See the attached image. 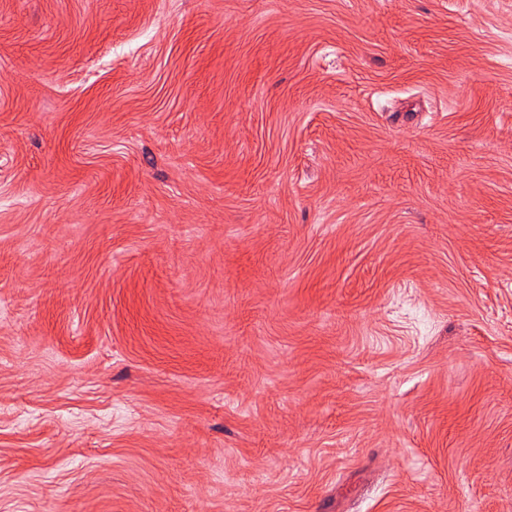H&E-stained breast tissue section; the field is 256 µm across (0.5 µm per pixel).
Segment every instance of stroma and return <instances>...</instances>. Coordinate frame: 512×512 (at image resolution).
I'll list each match as a JSON object with an SVG mask.
<instances>
[{"instance_id": "obj_1", "label": "stroma", "mask_w": 512, "mask_h": 512, "mask_svg": "<svg viewBox=\"0 0 512 512\" xmlns=\"http://www.w3.org/2000/svg\"><path fill=\"white\" fill-rule=\"evenodd\" d=\"M0 512H512V0H0Z\"/></svg>"}]
</instances>
